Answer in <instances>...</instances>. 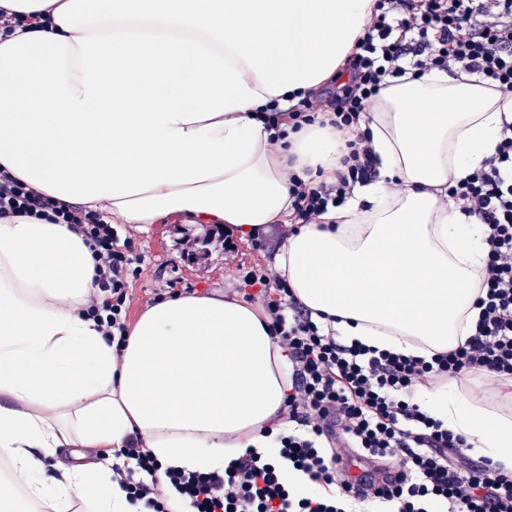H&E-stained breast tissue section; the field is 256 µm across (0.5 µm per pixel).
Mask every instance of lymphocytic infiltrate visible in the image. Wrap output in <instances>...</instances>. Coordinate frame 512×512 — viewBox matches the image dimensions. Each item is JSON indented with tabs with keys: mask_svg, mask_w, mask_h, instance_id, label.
<instances>
[{
	"mask_svg": "<svg viewBox=\"0 0 512 512\" xmlns=\"http://www.w3.org/2000/svg\"><path fill=\"white\" fill-rule=\"evenodd\" d=\"M462 70L512 92V0H376L362 38L346 61V83L307 94L298 104L262 112L267 129H299L324 120L357 125L387 78L406 69ZM344 173L314 184L288 175L293 222L281 237L318 223L356 184L376 175L365 136L348 144ZM449 197L489 227L479 316L465 343L431 358L378 351L341 342L296 301L285 279L256 265L239 277L245 300L261 298L276 343L288 351L290 385L280 418L288 431L273 454L250 448L223 472L161 469L137 437L116 452L112 471L132 503L146 512H167L157 494L165 482L186 512H353L376 504L385 512H512V473L476 463L464 438L444 428L414 401L415 382L427 375L459 377L481 372L512 377V130L504 129L494 154L473 174L449 187ZM54 213L82 232L95 260V283L104 300L90 299L85 312L116 348L129 333V284L142 261L132 237L77 206L56 207L9 172L0 171V215L42 218ZM345 442L370 461L402 455L400 470L374 479L359 475L360 489L340 478L329 449ZM286 460L316 485L315 493L292 491L277 462Z\"/></svg>",
	"mask_w": 512,
	"mask_h": 512,
	"instance_id": "obj_1",
	"label": "lymphocytic infiltrate"
}]
</instances>
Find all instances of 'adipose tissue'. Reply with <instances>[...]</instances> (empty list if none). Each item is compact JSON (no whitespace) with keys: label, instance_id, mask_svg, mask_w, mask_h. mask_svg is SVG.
Segmentation results:
<instances>
[{"label":"adipose tissue","instance_id":"obj_1","mask_svg":"<svg viewBox=\"0 0 512 512\" xmlns=\"http://www.w3.org/2000/svg\"><path fill=\"white\" fill-rule=\"evenodd\" d=\"M48 27L0 39V168L104 221L180 216L246 240L291 216L288 174L332 182L369 137L376 176L285 241L276 267L346 341L431 357L464 343L488 227L448 189L492 156L512 93L431 70L389 79L356 130L305 125L277 143L257 117L333 83L375 0H0ZM82 236L0 217V512H136L112 472L46 461L137 436L165 467L223 471L271 452L288 358L252 305L178 294L115 354L82 306ZM418 402L476 459L512 471V416L435 380Z\"/></svg>","mask_w":512,"mask_h":512}]
</instances>
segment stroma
<instances>
[{"mask_svg":"<svg viewBox=\"0 0 512 512\" xmlns=\"http://www.w3.org/2000/svg\"><path fill=\"white\" fill-rule=\"evenodd\" d=\"M143 258L142 272L133 280L129 292L130 320L139 316L157 300V291L166 281H174L175 293L220 292L235 296V283L241 268L254 265L274 266L280 249L277 225H270L262 244L241 240L233 256L224 253V232L206 224H190L173 217L159 224L140 228L127 225Z\"/></svg>","mask_w":512,"mask_h":512,"instance_id":"stroma-1","label":"stroma"}]
</instances>
